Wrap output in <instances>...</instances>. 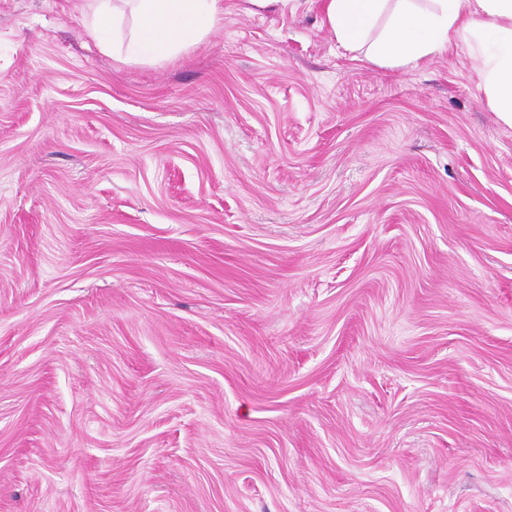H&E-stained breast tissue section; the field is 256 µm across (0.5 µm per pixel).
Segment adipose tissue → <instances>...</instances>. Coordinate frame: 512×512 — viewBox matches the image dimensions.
Instances as JSON below:
<instances>
[{"mask_svg": "<svg viewBox=\"0 0 512 512\" xmlns=\"http://www.w3.org/2000/svg\"><path fill=\"white\" fill-rule=\"evenodd\" d=\"M90 35L103 52L115 49L125 17L139 28L127 44L141 61L168 58L204 37L224 13L223 0H82ZM381 32H374L378 19ZM326 21L339 47L365 50L374 62L408 66L442 53L459 35H478L489 55L474 67L496 111L512 120V0H327Z\"/></svg>", "mask_w": 512, "mask_h": 512, "instance_id": "1", "label": "adipose tissue"}]
</instances>
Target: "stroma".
<instances>
[{
    "mask_svg": "<svg viewBox=\"0 0 512 512\" xmlns=\"http://www.w3.org/2000/svg\"><path fill=\"white\" fill-rule=\"evenodd\" d=\"M323 0L101 51L0 0V512H512V125Z\"/></svg>",
    "mask_w": 512,
    "mask_h": 512,
    "instance_id": "stroma-1",
    "label": "stroma"
}]
</instances>
